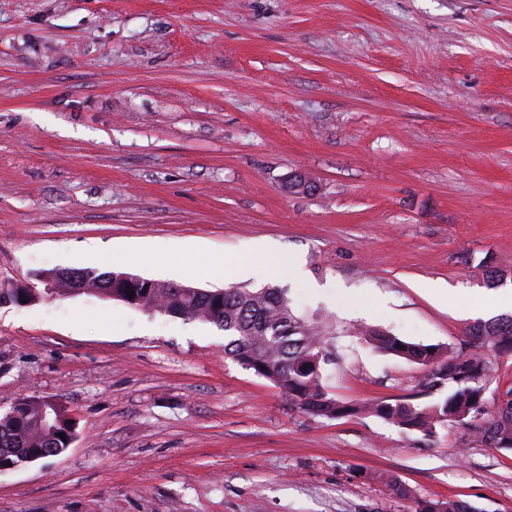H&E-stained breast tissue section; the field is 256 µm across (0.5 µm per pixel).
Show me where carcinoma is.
<instances>
[{
    "label": "carcinoma",
    "mask_w": 512,
    "mask_h": 512,
    "mask_svg": "<svg viewBox=\"0 0 512 512\" xmlns=\"http://www.w3.org/2000/svg\"><path fill=\"white\" fill-rule=\"evenodd\" d=\"M31 303L36 297L0 286V302ZM125 303L172 317H188L212 323L224 330V354L270 382H278L299 409L312 417L340 419L359 413L372 414L403 430L431 436L442 426L463 427L478 443L489 448L512 450V387L492 400L486 397L493 363L479 349L489 346L512 352V317L479 322L470 330L473 342L460 348L428 347L381 331L364 333L367 341L384 353L404 358L429 369L417 384L425 395L448 390L446 397L423 406L406 400H378L347 404L328 395L322 383L323 365L330 361L329 331L297 315L285 289L257 290L229 287L216 290L176 288L153 281L142 294L133 290ZM0 413V467L26 462L33 452L43 459L68 448L73 432L67 409L60 408V423L45 428L35 404ZM64 434L59 438L58 434ZM416 512H475L464 501L425 500Z\"/></svg>",
    "instance_id": "1"
}]
</instances>
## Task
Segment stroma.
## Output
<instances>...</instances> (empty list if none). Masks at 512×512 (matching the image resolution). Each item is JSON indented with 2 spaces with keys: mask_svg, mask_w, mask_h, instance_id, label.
<instances>
[{
  "mask_svg": "<svg viewBox=\"0 0 512 512\" xmlns=\"http://www.w3.org/2000/svg\"><path fill=\"white\" fill-rule=\"evenodd\" d=\"M488 264L512 273V0H0V284L276 285L362 403L427 370L359 330L456 346L512 315ZM27 397L78 434L0 471V512H512V450L309 416L216 325L98 294L0 304V412ZM467 502L456 500H425L418 502L416 512H475Z\"/></svg>",
  "mask_w": 512,
  "mask_h": 512,
  "instance_id": "1",
  "label": "stroma"
}]
</instances>
